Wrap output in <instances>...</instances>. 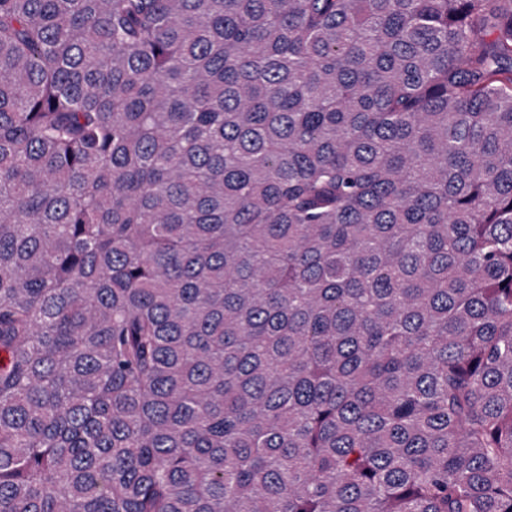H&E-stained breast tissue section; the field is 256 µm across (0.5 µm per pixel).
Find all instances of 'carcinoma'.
<instances>
[{
    "instance_id": "1",
    "label": "carcinoma",
    "mask_w": 512,
    "mask_h": 512,
    "mask_svg": "<svg viewBox=\"0 0 512 512\" xmlns=\"http://www.w3.org/2000/svg\"><path fill=\"white\" fill-rule=\"evenodd\" d=\"M0 512H512V0H0Z\"/></svg>"
}]
</instances>
